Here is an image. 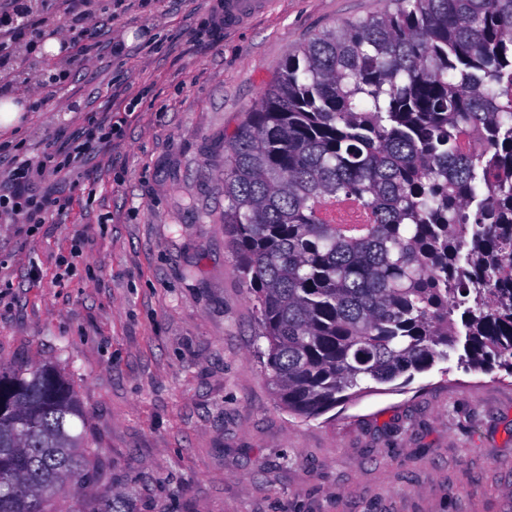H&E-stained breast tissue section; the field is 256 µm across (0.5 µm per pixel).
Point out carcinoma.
Returning a JSON list of instances; mask_svg holds the SVG:
<instances>
[{"mask_svg":"<svg viewBox=\"0 0 512 512\" xmlns=\"http://www.w3.org/2000/svg\"><path fill=\"white\" fill-rule=\"evenodd\" d=\"M225 152L224 224L288 413L452 352L512 376V0H390L315 35ZM82 417L54 367L0 364V512L83 482Z\"/></svg>","mask_w":512,"mask_h":512,"instance_id":"obj_1","label":"carcinoma"}]
</instances>
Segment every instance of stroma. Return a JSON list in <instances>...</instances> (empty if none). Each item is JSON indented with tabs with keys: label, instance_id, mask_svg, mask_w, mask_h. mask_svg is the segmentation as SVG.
Returning a JSON list of instances; mask_svg holds the SVG:
<instances>
[{
	"label": "stroma",
	"instance_id": "35a3bbf8",
	"mask_svg": "<svg viewBox=\"0 0 512 512\" xmlns=\"http://www.w3.org/2000/svg\"><path fill=\"white\" fill-rule=\"evenodd\" d=\"M210 31L218 0H125L66 87L0 135V161L120 125L62 222H0V363L49 364L84 412L86 479L49 512H512V377L438 364L314 420L279 406L224 231V146L314 35L386 0H268ZM72 260L70 271L59 260Z\"/></svg>",
	"mask_w": 512,
	"mask_h": 512
}]
</instances>
